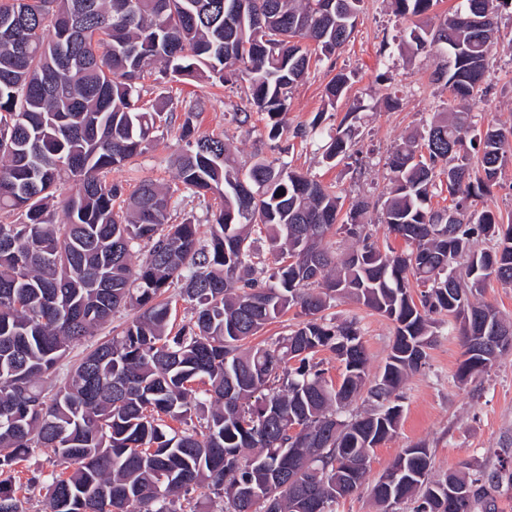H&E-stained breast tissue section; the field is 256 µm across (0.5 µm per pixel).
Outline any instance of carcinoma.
I'll return each mask as SVG.
<instances>
[{"instance_id": "obj_1", "label": "carcinoma", "mask_w": 512, "mask_h": 512, "mask_svg": "<svg viewBox=\"0 0 512 512\" xmlns=\"http://www.w3.org/2000/svg\"><path fill=\"white\" fill-rule=\"evenodd\" d=\"M326 2L0 0V26L18 32L0 44V512H23L11 472L42 448L61 466L45 480V512H185L188 495L190 512H333L365 486L380 512L409 500L414 512H475L481 502L494 512L488 488L512 480L511 470L433 479L423 444L403 449L392 464L403 473L391 481L385 471L368 485V469L350 468L396 433L398 390L426 364L435 325L459 336L462 381L493 364L474 346L512 330L495 306L476 301L491 280L512 284V224L478 208L512 162V127L470 136L498 17L512 0H463L434 25L425 21L434 0H393L397 14L419 20L409 33L416 49L452 55L434 81L457 102L389 156L379 221L408 243L401 253L373 239V203L347 209L333 185L267 159L245 169L222 135L198 134L203 98L176 108L141 95L155 75L245 82L250 111L235 121L261 114L277 139L290 89L312 59L345 47L364 0ZM349 83L343 72L327 83L331 107ZM176 110L184 120L175 187L107 180ZM349 138L331 135L325 158L348 156ZM467 140L480 146L478 176L460 154ZM443 184L451 205L434 209ZM65 187L58 221L48 204ZM180 190L218 195L208 242L194 221L171 222ZM256 234L268 241L267 263ZM338 234L356 246L337 252ZM479 237L492 246L473 249ZM142 243L148 254L134 268ZM174 285L192 306L175 332ZM341 299L394 324L372 382L358 320L326 314ZM121 308L133 311L121 332L94 344L64 387L44 386L71 346ZM291 309L300 321L288 336L248 345ZM324 350L340 363L338 383L314 361ZM363 391L378 409L343 417ZM291 423L300 433H289ZM450 480L466 488L452 509L438 498ZM237 484L266 492L238 503L229 495Z\"/></svg>"}]
</instances>
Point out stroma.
Instances as JSON below:
<instances>
[{"label":"stroma","instance_id":"stroma-1","mask_svg":"<svg viewBox=\"0 0 512 512\" xmlns=\"http://www.w3.org/2000/svg\"><path fill=\"white\" fill-rule=\"evenodd\" d=\"M411 19L395 13L391 0H364L349 43L336 54L313 62L307 77L290 94L288 128L279 140L267 137L265 122L252 116L244 125L232 118L245 106L242 86L215 87L205 82L158 84L147 81V100L165 93L175 98L207 95L204 112L196 118L199 133L220 134L239 161L279 159L290 168L333 184L346 203L377 200L387 184L388 158L395 145L410 133L426 128L436 113L453 111L443 84L433 82V71L448 61L447 51H414L409 33ZM350 74L348 98L330 107L325 86L336 73ZM484 85L488 105L473 108L476 130L488 122L512 124V47L496 46L487 61ZM351 122V158L330 164L322 157L329 129L339 126L347 112ZM182 113L148 152L112 170V181L130 187L144 179L172 184ZM306 137L295 136V128ZM332 315L360 321L369 356V374L378 376L391 351L394 326L385 317L352 300L338 301ZM424 369L403 387V412L396 435L373 449L369 478L385 471L402 449L424 444L432 456L431 476L442 479L455 470L490 473L512 467V352L498 357L486 372L460 382L456 369L462 347L447 326L435 328ZM56 458L41 449L17 465L14 483L23 512H44L46 490L31 483L36 473L56 471Z\"/></svg>","mask_w":512,"mask_h":512}]
</instances>
